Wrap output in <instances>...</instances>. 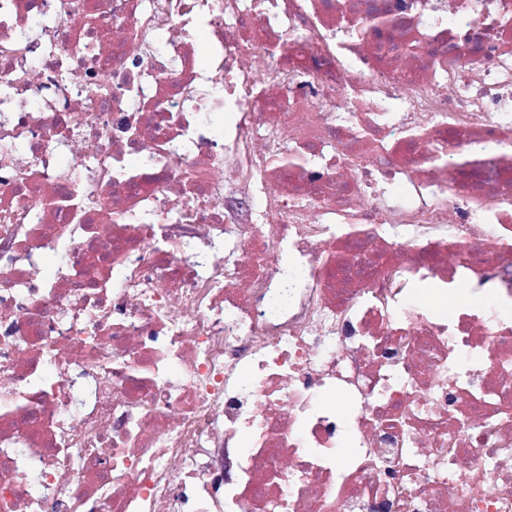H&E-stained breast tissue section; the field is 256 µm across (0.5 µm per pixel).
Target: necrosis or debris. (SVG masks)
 <instances>
[{"instance_id":"obj_1","label":"necrosis or debris","mask_w":512,"mask_h":512,"mask_svg":"<svg viewBox=\"0 0 512 512\" xmlns=\"http://www.w3.org/2000/svg\"><path fill=\"white\" fill-rule=\"evenodd\" d=\"M4 86L0 512H512V0H0Z\"/></svg>"}]
</instances>
